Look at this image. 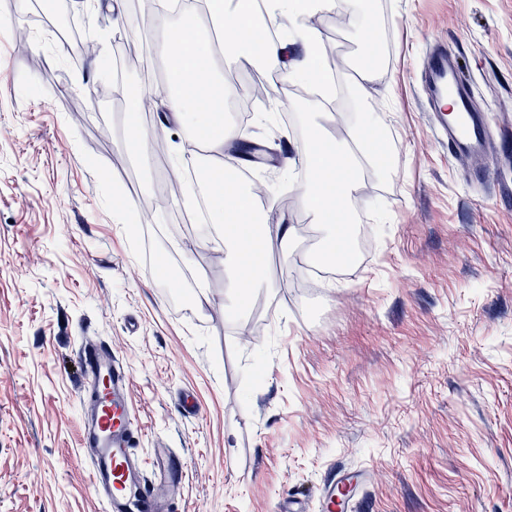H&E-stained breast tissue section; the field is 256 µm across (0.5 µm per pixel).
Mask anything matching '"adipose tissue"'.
I'll return each instance as SVG.
<instances>
[{
	"label": "adipose tissue",
	"mask_w": 512,
	"mask_h": 512,
	"mask_svg": "<svg viewBox=\"0 0 512 512\" xmlns=\"http://www.w3.org/2000/svg\"><path fill=\"white\" fill-rule=\"evenodd\" d=\"M334 4L335 0H265L267 20L262 23L254 0H205L213 38L200 37L191 21L173 27L164 58L168 109L174 122L204 133L209 166L223 163L225 147L238 136L237 128L224 119V102L235 88L216 75V58L226 53L255 58L284 79L306 83L309 107L320 111L322 98L333 89L326 79L329 61L321 31L308 19L329 11ZM279 19L289 23L288 38L267 33V22ZM371 127L370 116L362 115L350 127L346 145L326 140L317 132L300 148L306 170L300 197L303 206L328 229L326 254L338 251L343 226L336 220V203L353 199L360 165L380 168L385 164L368 143ZM209 213L212 223L221 228L231 265L241 272L235 298L246 304L262 281L264 255L287 248L292 228L264 223L256 211L253 191L240 185L211 191Z\"/></svg>",
	"instance_id": "adipose-tissue-1"
}]
</instances>
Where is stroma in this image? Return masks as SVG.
Here are the masks:
<instances>
[{
	"instance_id": "1",
	"label": "stroma",
	"mask_w": 512,
	"mask_h": 512,
	"mask_svg": "<svg viewBox=\"0 0 512 512\" xmlns=\"http://www.w3.org/2000/svg\"><path fill=\"white\" fill-rule=\"evenodd\" d=\"M365 2L387 66L363 96L352 93L362 28L330 12L335 108L314 116L277 89L239 126L247 185L265 189L257 209L294 232L242 310L216 230L187 223L184 195L145 208L192 144L155 119L164 155L127 149L110 93L134 0L83 12L99 46L86 61L56 21L0 0V512H105L81 444L90 340L110 342L131 375L138 454L162 440L185 464L172 512H274L346 471L363 475L361 512H512V0ZM16 23L29 30L22 52ZM164 41L153 29L140 41L147 68L123 75L159 101ZM438 43L488 115L487 151L460 163L422 93ZM366 112L390 153L358 178L359 268L300 287L325 230L300 201L295 147L318 126L346 139ZM180 288L210 307L180 306Z\"/></svg>"
}]
</instances>
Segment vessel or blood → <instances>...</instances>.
Returning <instances> with one entry per match:
<instances>
[{"mask_svg":"<svg viewBox=\"0 0 512 512\" xmlns=\"http://www.w3.org/2000/svg\"><path fill=\"white\" fill-rule=\"evenodd\" d=\"M422 80L437 108L433 126L438 135L447 137L450 153L458 159L482 153L487 147L485 117L472 108L468 86L441 48L429 52ZM446 90L454 94L460 112L453 123L439 107ZM81 358L89 383L81 397L89 491L105 503L107 512H167L184 481L182 460L163 443L154 448L148 465L135 452L141 428L130 399V375L111 345H86ZM148 467L154 471L150 479L144 476ZM354 490L352 477L341 475L322 489L320 512H335L337 500H349Z\"/></svg>","mask_w":512,"mask_h":512,"instance_id":"1","label":"vessel or blood"}]
</instances>
